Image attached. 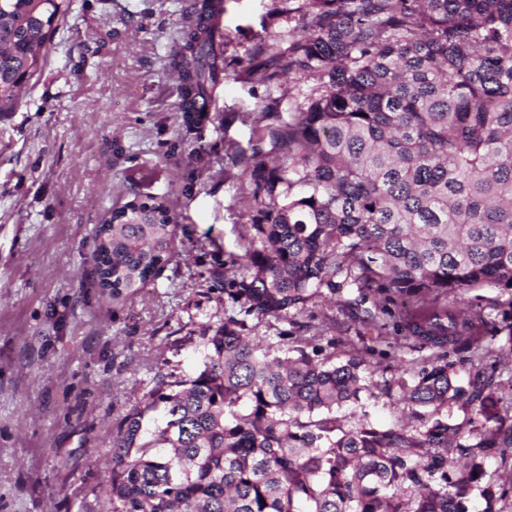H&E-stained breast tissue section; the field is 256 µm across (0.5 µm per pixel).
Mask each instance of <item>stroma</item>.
<instances>
[{
    "mask_svg": "<svg viewBox=\"0 0 512 512\" xmlns=\"http://www.w3.org/2000/svg\"><path fill=\"white\" fill-rule=\"evenodd\" d=\"M194 0H71L44 66L0 112V512H99L118 422L195 337L238 306L224 263L244 251L251 192L241 157L266 87L250 54L285 23L278 0H226L213 108L186 126L170 66ZM166 198L169 261L136 293L100 287L95 231L132 198ZM363 313L318 299L256 329L290 346L340 339L374 382L429 358L404 332L365 339Z\"/></svg>",
    "mask_w": 512,
    "mask_h": 512,
    "instance_id": "stroma-1",
    "label": "stroma"
}]
</instances>
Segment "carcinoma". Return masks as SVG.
Segmentation results:
<instances>
[{"mask_svg": "<svg viewBox=\"0 0 512 512\" xmlns=\"http://www.w3.org/2000/svg\"><path fill=\"white\" fill-rule=\"evenodd\" d=\"M289 23L256 48L269 88L247 167L251 229L224 264L239 305L188 379L161 376L112 434L104 512H493L485 466L512 448V395L493 377L463 386L439 356L384 381L413 422L364 410L363 359L282 353L247 319L348 295L387 341L384 316L424 343L492 352L490 314L441 302L480 288L512 295V0H281ZM225 0H194L172 67L179 111L201 121L220 81L213 45ZM69 0H0V112L45 62ZM294 75L293 88L279 85ZM176 225L162 199L130 201L96 230L100 286L134 293L168 262ZM408 295L409 309L380 304ZM456 405L460 414L448 408Z\"/></svg>", "mask_w": 512, "mask_h": 512, "instance_id": "carcinoma-1", "label": "carcinoma"}]
</instances>
